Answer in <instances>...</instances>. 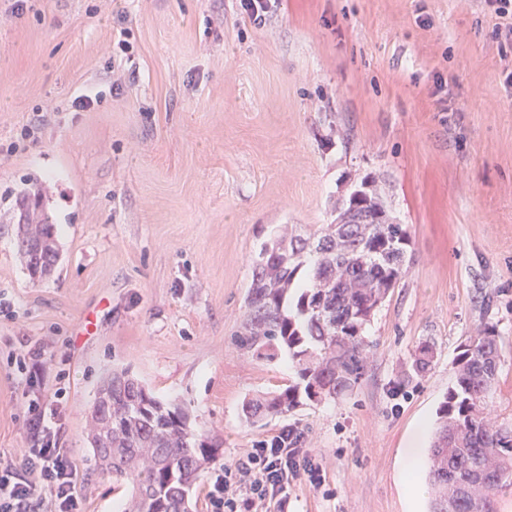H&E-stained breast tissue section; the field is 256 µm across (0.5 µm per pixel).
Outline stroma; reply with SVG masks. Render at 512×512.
Segmentation results:
<instances>
[{"label": "stroma", "mask_w": 512, "mask_h": 512, "mask_svg": "<svg viewBox=\"0 0 512 512\" xmlns=\"http://www.w3.org/2000/svg\"><path fill=\"white\" fill-rule=\"evenodd\" d=\"M372 178L410 246L364 376L246 422V399L296 378L287 355L233 344L255 254L281 227L331 223ZM36 192L60 254L41 280L17 239ZM487 325L488 415L512 423V18L486 0H279L259 28L237 0H0V466L19 467L39 405L83 512H121L131 487L102 473L90 410L124 370L217 441L190 512H209L225 462L294 422L333 494L298 482L288 512H429L412 489L436 410ZM425 341L431 368L403 382Z\"/></svg>", "instance_id": "1"}]
</instances>
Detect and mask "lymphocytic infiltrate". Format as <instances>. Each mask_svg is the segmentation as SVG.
<instances>
[{
  "label": "lymphocytic infiltrate",
  "instance_id": "1",
  "mask_svg": "<svg viewBox=\"0 0 512 512\" xmlns=\"http://www.w3.org/2000/svg\"><path fill=\"white\" fill-rule=\"evenodd\" d=\"M34 444L25 449L17 469L0 470V512H39L43 492H50L57 512H82L79 476L68 449L56 447L53 433L40 414H32ZM307 480L324 489L322 465L313 449L281 430L255 441L246 453L224 466L210 485L212 512H288V491Z\"/></svg>",
  "mask_w": 512,
  "mask_h": 512
}]
</instances>
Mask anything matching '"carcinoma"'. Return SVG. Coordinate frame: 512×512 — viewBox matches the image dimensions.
Wrapping results in <instances>:
<instances>
[{
    "instance_id": "cac0c4a2",
    "label": "carcinoma",
    "mask_w": 512,
    "mask_h": 512,
    "mask_svg": "<svg viewBox=\"0 0 512 512\" xmlns=\"http://www.w3.org/2000/svg\"><path fill=\"white\" fill-rule=\"evenodd\" d=\"M358 206L380 223H351ZM31 231L56 246L55 225L45 213ZM408 246L407 231L391 221L378 185L363 182L339 208L336 222L322 225L316 243L282 235L261 249L235 344L270 361L288 351L296 382L247 400L246 421L285 416L308 402L353 391L373 347L365 329L401 281ZM303 267L307 286L296 296ZM433 358L434 345L421 344L404 380L424 373ZM499 361V337L490 326L460 346L430 447V512H497L498 493L512 486V425L486 413ZM215 454L208 437L191 428L185 410L162 403L124 374L112 376L107 471L132 485L130 512H187L189 491Z\"/></svg>"
}]
</instances>
